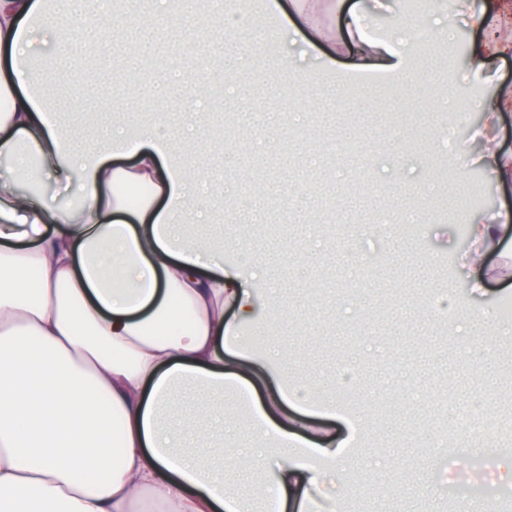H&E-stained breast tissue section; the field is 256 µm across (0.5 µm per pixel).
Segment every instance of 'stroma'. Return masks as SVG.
Listing matches in <instances>:
<instances>
[{
  "instance_id": "35a3bbf8",
  "label": "stroma",
  "mask_w": 512,
  "mask_h": 512,
  "mask_svg": "<svg viewBox=\"0 0 512 512\" xmlns=\"http://www.w3.org/2000/svg\"><path fill=\"white\" fill-rule=\"evenodd\" d=\"M493 2L502 30L512 34V0H445L428 6L424 23L441 19L454 34L445 67L424 70L413 54L412 72L427 71L431 88L426 97L404 92L387 98L374 83H359L342 109L331 106L338 90L354 76L353 61L342 45H305L297 33L284 44L288 53L312 71L319 96L302 105L299 126L270 128L267 106L288 109L289 73L278 67L276 52L261 61L266 77L234 61L236 52L257 37L252 15L240 19L237 41L228 45V23L217 12L199 23L198 0H178L172 20L141 27L140 14L151 12V0H117L114 11L123 26L113 38L138 42L145 63L124 57L118 47H106L98 33L81 35L49 31L34 36L30 50L41 69L37 84L45 101L64 113L77 146L101 139L105 127L127 122L166 123L184 129L185 103L177 88L156 93L153 78L162 76L174 55H183L186 69L207 65L224 77L212 85L213 105L196 124L198 149L175 144L174 155L186 169L207 170L223 186L225 197L207 198L200 231L224 227L225 265L243 264L261 272L268 290L258 292L259 323L268 341L288 350V378L307 383L313 401L338 399L356 408L373 432L352 471L348 512H418L417 483L430 472L441 496L439 512H458L461 501H494L495 512H512V486L498 476L497 461L512 453V283L484 279L468 262L473 248L464 228L475 221L492 222L502 211L512 212V181H500L482 161L484 141L495 138L503 152L512 153V110L486 126L482 113H471L460 124L457 139L467 156L450 151L444 169L424 166L419 153L396 143L382 115L386 112L425 113L445 97L477 100L489 95L512 97V54L499 59L487 75L469 71V50L476 39L466 23L468 13ZM352 7L369 23L412 19L403 0H320L315 19L323 29L335 28L342 9ZM222 44V52L208 48ZM64 51L72 72L69 83L54 75L55 54ZM120 71V84H102L101 72ZM140 98L138 111L124 102L129 93ZM233 113L238 131L249 139L240 155L228 160L224 151V115ZM310 138L298 140L296 129ZM366 179L386 186L393 209H410L421 187L432 185L438 195L459 194L476 182L481 194L475 206L449 208L447 216L428 217L401 234L386 238L360 237L372 223L375 198L352 190ZM294 184L303 192L283 201ZM358 239L363 273L352 276L345 243ZM445 294L450 315L473 323V337L492 336L496 351L484 362L469 361L462 339L442 336L425 298ZM482 399L499 426L492 447L470 454L458 448L461 432L452 415ZM446 442L444 454L427 453L430 439Z\"/></svg>"
}]
</instances>
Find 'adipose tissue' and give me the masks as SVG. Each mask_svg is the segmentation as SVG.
<instances>
[{"mask_svg":"<svg viewBox=\"0 0 512 512\" xmlns=\"http://www.w3.org/2000/svg\"><path fill=\"white\" fill-rule=\"evenodd\" d=\"M76 16L117 23L110 0H0V161L75 192L62 206L0 178V512H249V489L224 481L244 461L224 416L187 419V385L233 395L265 512H344L365 419L299 397L281 350L252 343L261 280L186 233L203 198L167 137L127 126L78 154L42 100L29 44ZM468 23L479 77L512 41L493 9ZM342 24L360 71L406 75L409 37Z\"/></svg>","mask_w":512,"mask_h":512,"instance_id":"1","label":"adipose tissue"}]
</instances>
